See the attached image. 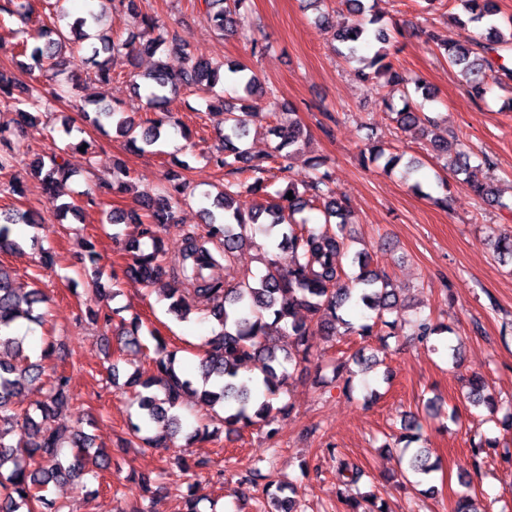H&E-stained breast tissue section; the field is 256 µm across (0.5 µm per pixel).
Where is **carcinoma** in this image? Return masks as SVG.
I'll use <instances>...</instances> for the list:
<instances>
[{"mask_svg": "<svg viewBox=\"0 0 512 512\" xmlns=\"http://www.w3.org/2000/svg\"><path fill=\"white\" fill-rule=\"evenodd\" d=\"M251 0H204L206 19L215 30L224 33L237 31L238 19L248 11ZM459 8L456 21L482 23L486 30V48L499 45L512 50V32L504 34L497 23L499 14L497 0H453ZM347 11L354 20L334 34L340 45L337 49L346 61L358 64L357 76L367 84L379 81V86L400 91L410 96L409 85L422 92L424 98L431 97L422 81L414 80L405 72L395 68L388 53L377 51L368 57L363 51L372 42L387 43L389 35L380 26L382 16L370 9L364 0H345ZM118 7L126 10L133 24L149 34L148 40L135 47V41L101 37L99 44L91 43V54L81 58V63L94 69L95 80L107 83L112 80L111 57L127 50L128 57L145 52L156 54L162 47L179 45L177 35L169 33L156 19L138 11L135 0H118ZM99 15L91 13L78 17L69 24V32L60 27H47L35 37L39 44L30 51L31 63L22 65V73L31 76L35 71H51L57 76L74 60V54H66L70 37L87 39L86 30L97 24ZM438 49L448 58V64L457 68L466 79L468 91L475 99L485 97L488 88V73L493 64L474 49L462 45H448L443 41ZM183 66L173 72L163 63L144 76L148 88L147 110L169 112L171 94L181 87L203 89L218 100L209 106V111L222 115L218 128L224 147L212 156L214 165L229 174L252 172L259 174L254 182L229 183L213 200L211 207L201 209L203 223L207 226L204 235L194 232L186 235L182 248L170 260V266L162 263L166 254L165 244L155 231L164 224H174L175 213L186 201V183L182 175L174 172L166 177L167 186L157 193L144 191L139 194L141 211L119 215L112 213L107 221L112 224H138L141 235L150 239V247L143 249L136 237L125 241L124 248L131 253V263L124 270L129 280L146 285H155L167 278L180 284L178 288L163 289L169 300V311L179 319L190 314L189 296L204 294L213 301L211 316L221 330L207 338L202 344L200 359L201 374L206 387L197 389L192 380L176 370L177 351L168 349L161 337L150 334L155 341V357L152 368L130 377L129 383L144 389L138 400L137 421L130 423L134 435L157 426L155 435L146 441L156 447H165L180 433L182 423L173 409L188 393H196L211 405H220L224 416L221 420L228 429L254 425L270 426L272 413H284L287 408H274L273 400L279 395L290 376L289 368L308 361L313 354L314 337H333L339 333L370 336L380 326L387 329L386 335L397 337L404 331L398 320L387 319L398 305L395 289L390 287L387 276L370 268V259L365 251L349 252L344 228L352 223L354 211L347 198L337 194L328 172L320 171L323 160L312 157L308 160L314 175L302 187L288 183L285 188L266 195L263 202L255 196L265 192L266 185L260 174L266 171L265 162L278 164L281 171L287 170L290 160L303 150L307 132L299 125L281 131L273 129L280 142L269 154L253 156L240 143L247 135L246 119L236 113L234 103L223 99L215 92L218 85H234L235 92L255 101L250 116L268 119L278 108V98L273 90H265L255 74L244 63L227 64L228 73L222 66L196 58L182 51ZM17 88H26V83L15 75L0 73V102L16 107L17 126L31 124L38 116L22 108L26 101L14 97ZM384 108L395 112L397 125L405 130L426 131L435 125V120L424 112L405 104L394 110L390 99L382 98ZM84 118L99 129L103 121L110 120L116 134L128 138L129 146L138 151L155 144L161 138L163 122L156 121L147 128H139L135 118L117 107H100L90 113L83 111ZM0 143L6 150L0 151V170L13 167L22 161L19 152L11 147L7 129L0 127ZM432 151L439 156L452 154L455 157L456 174L467 171L471 154L461 149L455 134L438 136L430 140ZM364 162H375L386 158L384 168L393 170L400 156L385 155V150L370 146L360 152ZM29 168L42 184L43 190L54 209L62 214L76 210L71 203H57L55 188L69 176L65 157L53 154L48 158L36 157L28 163ZM474 195L484 200H496V189L491 181L479 183L469 178L464 180ZM293 199H288L287 194ZM318 203L322 205L325 218L320 228L309 225L307 219H296V215ZM36 224L28 212H18L0 224V245L19 248L11 238L12 225ZM270 240V245L288 248L292 253V264L283 269L278 265L273 251L257 243L256 237ZM249 245L263 250L265 272L259 276L239 273L235 269V257L242 247ZM348 259L343 265L342 258ZM46 302L39 291L21 296L13 288L12 274L0 265V512H63L66 504L48 498L49 486L67 483L84 474L94 473L110 467L111 462L99 451H91L92 438L80 427L64 429L55 424L58 412L67 406L74 395L71 377L66 371H53L48 378V389L44 398L35 402L33 408L17 412L12 408L14 398L25 386L42 378L45 372L43 361L51 358L54 347L41 346L35 356L25 344V337L12 334L16 321H41L36 312L38 305ZM413 335L428 341L434 335L450 332L444 324L431 317L418 318L413 324ZM140 320L134 318L129 326H121L117 336L122 347L139 348ZM286 336L291 339L293 350L277 346V341ZM261 362L262 397L258 409L251 413L252 392L245 383L238 382L240 370L249 363ZM485 379L474 375L469 379L468 398L476 405H488L489 412L500 410L495 401L484 396ZM439 468V463H429L425 451L420 450L408 461V471L428 475ZM295 488L288 482H275L271 496V512H296V500L291 497Z\"/></svg>", "mask_w": 512, "mask_h": 512, "instance_id": "carcinoma-1", "label": "carcinoma"}]
</instances>
